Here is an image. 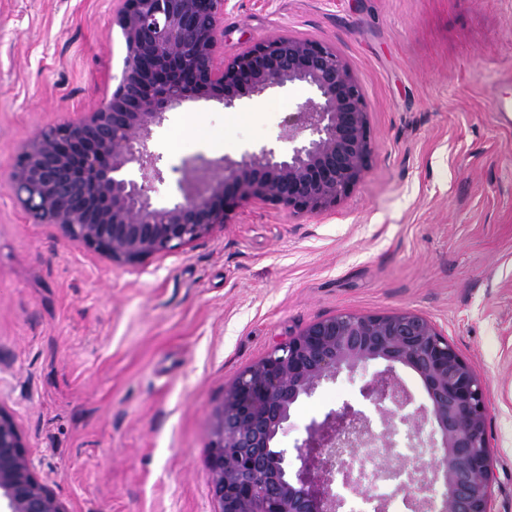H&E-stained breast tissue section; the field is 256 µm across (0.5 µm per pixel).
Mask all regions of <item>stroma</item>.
<instances>
[{
    "label": "stroma",
    "mask_w": 512,
    "mask_h": 512,
    "mask_svg": "<svg viewBox=\"0 0 512 512\" xmlns=\"http://www.w3.org/2000/svg\"><path fill=\"white\" fill-rule=\"evenodd\" d=\"M117 0H0V405L70 512H215L211 413L247 367L341 313L431 320L486 387L498 468L491 512H512V0H228L220 51L276 33L335 46L363 86L373 154L335 207L242 204L211 235L113 266L52 224L31 223L8 176L37 131L111 94L124 39ZM294 85L228 110H169L149 149L170 166L287 151ZM340 374L293 408L294 449L343 390Z\"/></svg>",
    "instance_id": "1"
}]
</instances>
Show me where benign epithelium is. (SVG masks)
Segmentation results:
<instances>
[{
  "mask_svg": "<svg viewBox=\"0 0 512 512\" xmlns=\"http://www.w3.org/2000/svg\"><path fill=\"white\" fill-rule=\"evenodd\" d=\"M113 23L126 55L112 93L79 119L37 131L20 149L9 188L36 224L63 234L116 266L177 251L209 235L251 201L295 213L336 205L361 180L372 154L364 93L336 49L325 41L279 35L217 59L224 0H120ZM301 84L312 97L288 117L291 148H262L238 161L199 156L171 171L180 196L153 201L150 179L163 180L148 150L165 112L193 99L232 109L244 99ZM386 368L362 388L385 423L409 428L411 455L392 466L406 473L395 486L426 512H490L497 482L486 440L485 388L428 319L409 311L334 315L308 325L247 368L211 415L212 493L218 512H333L341 502L331 471L315 464L338 447L347 406L306 429L296 446L301 466L275 446L293 406L325 380L371 362ZM422 380L427 404L404 413L411 396L394 364ZM431 423L428 440L416 419ZM0 512H69L36 471L14 415L0 405Z\"/></svg>",
  "mask_w": 512,
  "mask_h": 512,
  "instance_id": "7a95c632",
  "label": "benign epithelium"
}]
</instances>
